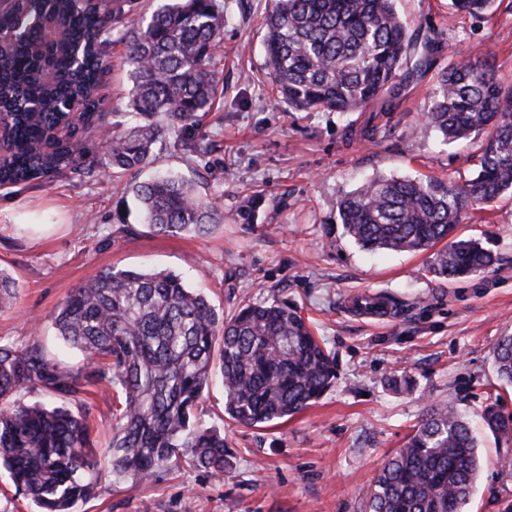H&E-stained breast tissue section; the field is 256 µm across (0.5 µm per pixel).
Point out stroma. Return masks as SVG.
<instances>
[{
	"mask_svg": "<svg viewBox=\"0 0 512 512\" xmlns=\"http://www.w3.org/2000/svg\"><path fill=\"white\" fill-rule=\"evenodd\" d=\"M223 2L219 92L191 132L193 148L164 137L151 167L116 178L100 129L82 127L83 175L0 187V268L18 284L12 308L0 310V342L61 350L54 314L100 270L190 267L194 285L224 312L271 291L297 305L334 355L338 380L314 405L264 427L229 420L222 388H211L198 413L223 431L233 469L217 478L182 463L136 486L107 478L78 512H367L378 467L427 406L449 403L473 418L495 402L512 416V389L493 362L499 338L512 334V192L457 225L456 237L478 240L499 262L456 282L430 273L433 250L372 254L337 220L341 197L379 175L456 186L475 175L484 135L447 144L423 117L447 55L394 111L292 112L275 105L264 75L271 0ZM396 8L410 33L435 31L463 57L490 60L499 82L512 85V0H497L484 16L455 12L450 0H396ZM125 53L123 43L109 47L112 68L100 89L109 122L120 126L132 86ZM158 172L194 183L223 211V224L199 237L149 232L127 187ZM248 198L256 209L246 224L238 211ZM358 292L381 295L392 316L350 312L346 301ZM392 377L409 379L411 389L393 390ZM91 402L88 424L100 450L116 393L99 389ZM478 437L483 467L468 512H512V468L498 463L506 444L483 429Z\"/></svg>",
	"mask_w": 512,
	"mask_h": 512,
	"instance_id": "stroma-1",
	"label": "stroma"
}]
</instances>
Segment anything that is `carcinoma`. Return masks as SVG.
Returning <instances> with one entry per match:
<instances>
[{
	"mask_svg": "<svg viewBox=\"0 0 512 512\" xmlns=\"http://www.w3.org/2000/svg\"><path fill=\"white\" fill-rule=\"evenodd\" d=\"M395 0H273L264 19L267 75L276 102L298 112H391L442 49L428 37L415 61ZM495 0H452L470 15ZM126 0H0V111L11 117V160L0 186L62 173L82 175L77 123L104 128V155L117 174L151 164L166 133L184 136L217 98L218 0H169L124 34L134 80L127 129L105 127L98 87L110 67L103 49ZM424 117L446 141L487 132L480 170L460 187L432 178L376 176L337 203L345 233L361 249L421 252L438 244L429 271L455 281L498 258L453 233L470 205L512 190V87L488 63L442 69ZM142 223L164 235H204L224 214L193 183L171 174L131 185ZM18 285L0 270V310ZM56 334L83 355L73 367L35 341L0 343V469L41 512H75L102 477L137 485L181 461L214 475L234 465L224 434L195 412L214 383L224 413L243 426L272 424L315 404L336 380L335 361L298 312L274 295L226 315L185 276L166 269L109 267L75 288L55 312ZM500 382L512 387V335L494 349ZM120 394L102 472L90 446L89 397ZM45 390L58 404L28 403ZM494 435L512 437V416L492 403L481 413ZM468 419L430 405L404 446L374 478L369 512H467L482 459Z\"/></svg>",
	"mask_w": 512,
	"mask_h": 512,
	"instance_id": "cac0c4a2",
	"label": "carcinoma"
}]
</instances>
